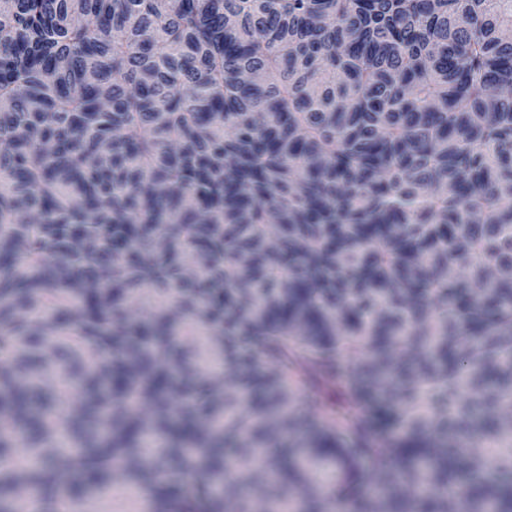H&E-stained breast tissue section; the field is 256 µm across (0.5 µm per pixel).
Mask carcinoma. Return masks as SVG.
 I'll list each match as a JSON object with an SVG mask.
<instances>
[{"label":"carcinoma","mask_w":512,"mask_h":512,"mask_svg":"<svg viewBox=\"0 0 512 512\" xmlns=\"http://www.w3.org/2000/svg\"><path fill=\"white\" fill-rule=\"evenodd\" d=\"M510 26L0 0V512H512Z\"/></svg>","instance_id":"1"}]
</instances>
